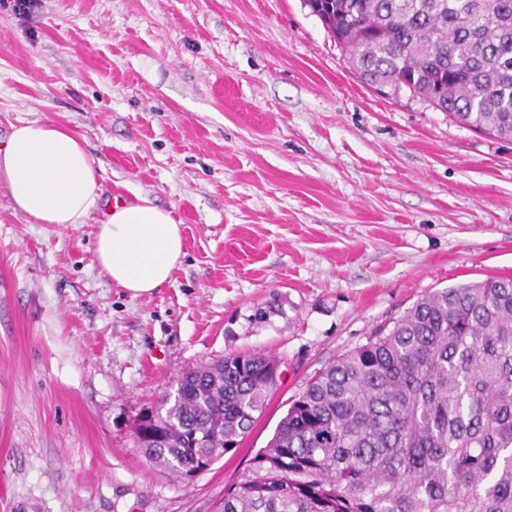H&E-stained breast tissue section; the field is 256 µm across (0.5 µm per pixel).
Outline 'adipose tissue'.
Here are the masks:
<instances>
[{
	"label": "adipose tissue",
	"mask_w": 512,
	"mask_h": 512,
	"mask_svg": "<svg viewBox=\"0 0 512 512\" xmlns=\"http://www.w3.org/2000/svg\"><path fill=\"white\" fill-rule=\"evenodd\" d=\"M0 180L15 208L34 224H80L103 210L96 260L132 296L168 282L183 256V237L170 211L139 198L101 206L98 170L84 141L59 124L24 122L0 145Z\"/></svg>",
	"instance_id": "obj_1"
}]
</instances>
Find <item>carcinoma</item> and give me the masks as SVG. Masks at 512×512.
<instances>
[{"label": "carcinoma", "instance_id": "carcinoma-1", "mask_svg": "<svg viewBox=\"0 0 512 512\" xmlns=\"http://www.w3.org/2000/svg\"><path fill=\"white\" fill-rule=\"evenodd\" d=\"M352 69L512 140V0H322ZM260 353L183 372L135 427L182 476L274 389ZM217 512H512V277L435 290L314 376Z\"/></svg>", "mask_w": 512, "mask_h": 512}]
</instances>
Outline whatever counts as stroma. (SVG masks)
<instances>
[{
  "label": "stroma",
  "mask_w": 512,
  "mask_h": 512,
  "mask_svg": "<svg viewBox=\"0 0 512 512\" xmlns=\"http://www.w3.org/2000/svg\"><path fill=\"white\" fill-rule=\"evenodd\" d=\"M86 142L103 202L182 228L137 297L95 261L102 211L34 224L0 182V512H215L307 382L431 291L512 276V141L374 93L304 0L0 4V144ZM279 363L237 448L185 480L134 427L182 372Z\"/></svg>",
  "instance_id": "stroma-1"
}]
</instances>
